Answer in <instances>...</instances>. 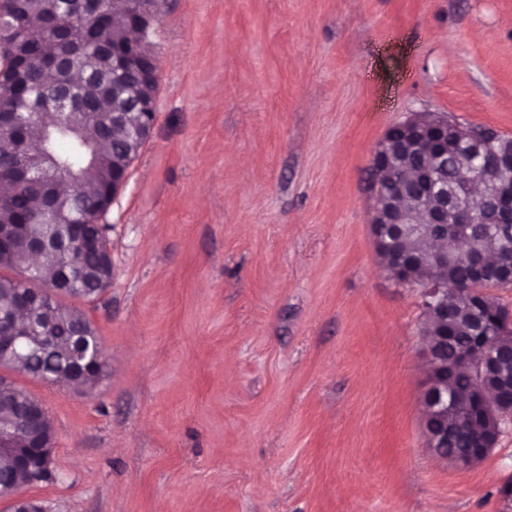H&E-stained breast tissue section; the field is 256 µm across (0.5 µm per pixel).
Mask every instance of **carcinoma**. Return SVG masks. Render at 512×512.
I'll use <instances>...</instances> for the list:
<instances>
[{
	"label": "carcinoma",
	"instance_id": "1",
	"mask_svg": "<svg viewBox=\"0 0 512 512\" xmlns=\"http://www.w3.org/2000/svg\"><path fill=\"white\" fill-rule=\"evenodd\" d=\"M25 18L30 19V28L21 59L0 54V122H6L16 112L25 113L29 119L37 116L44 120L47 141L36 145V153L47 157L46 173L72 198V208L58 216L55 224L38 223L42 198L34 188L12 179L13 144L0 132V225L26 213L35 221L17 229L19 238H25L30 230H47L62 241L68 225L82 216L96 236L99 226L93 203L102 186L110 182L113 165L128 153L125 133L112 129V54L100 56L98 49L102 45L119 46L127 39V28L123 17L112 13L110 0H0V22L15 26ZM49 59L58 62L51 81L44 76V63ZM19 77L27 81L35 99L48 98L59 88L79 86L84 89L83 101L60 125L56 116L38 114L15 97L14 81ZM418 164L432 165L452 182L471 173L476 162L458 149L448 151L443 158L432 157L426 151L418 153L410 159V165ZM433 231L430 224H418L399 241L407 268L420 279L439 277L461 284L475 283L479 273L465 254H457L444 268L427 260L426 241ZM477 246L492 265L499 252L512 251V238L499 237L498 226L486 224ZM99 262L96 251L68 244L43 254L39 278L35 279L24 249L0 259V311L9 309L12 298L26 286L45 290L57 288L59 282L66 286L58 296L48 299L38 323L39 334L50 337L49 346L32 348L10 359L6 366L32 378L55 377L76 360L101 352V340L85 311L70 303L72 299L94 302L102 295L104 289L93 276ZM448 306V340L439 338V322H423L421 332L436 343L442 358L451 361L470 346L473 337L487 336L492 328L489 322H480V305L470 294L449 299ZM32 402L34 397L16 386L1 390L0 426L18 422ZM480 427L477 418L465 423L448 418L447 453H463L472 447V438ZM0 483L20 490L30 485V475L15 470L12 461L1 457Z\"/></svg>",
	"mask_w": 512,
	"mask_h": 512
}]
</instances>
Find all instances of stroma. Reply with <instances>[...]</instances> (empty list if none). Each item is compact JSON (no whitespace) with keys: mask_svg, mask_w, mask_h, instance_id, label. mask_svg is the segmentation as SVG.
<instances>
[{"mask_svg":"<svg viewBox=\"0 0 512 512\" xmlns=\"http://www.w3.org/2000/svg\"><path fill=\"white\" fill-rule=\"evenodd\" d=\"M151 139L104 221L93 388L45 406L52 512H512V429L433 457L418 293L371 241L373 149L512 136V0H158Z\"/></svg>","mask_w":512,"mask_h":512,"instance_id":"stroma-1","label":"stroma"}]
</instances>
